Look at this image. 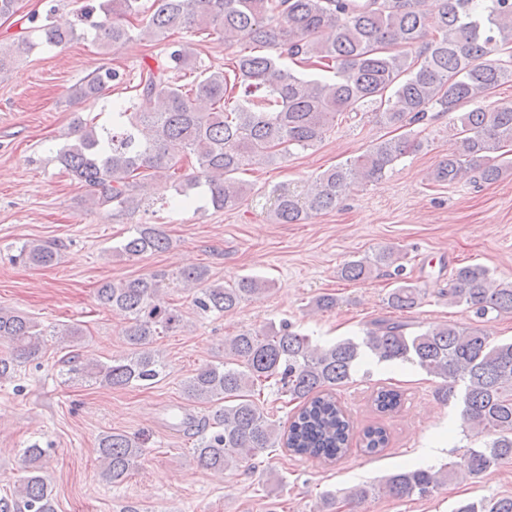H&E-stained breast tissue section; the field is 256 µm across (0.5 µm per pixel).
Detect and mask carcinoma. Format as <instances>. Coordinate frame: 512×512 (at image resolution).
I'll use <instances>...</instances> for the list:
<instances>
[{
  "instance_id": "carcinoma-1",
  "label": "carcinoma",
  "mask_w": 512,
  "mask_h": 512,
  "mask_svg": "<svg viewBox=\"0 0 512 512\" xmlns=\"http://www.w3.org/2000/svg\"><path fill=\"white\" fill-rule=\"evenodd\" d=\"M99 0L80 12L94 11L97 39L106 51L120 48L133 33L163 41L180 30L184 41L168 44L142 66L136 102L112 113V128L77 119L56 161L88 191L90 208L127 214L139 207L138 192L153 178L171 177L185 155L195 158L196 172L175 183V205L192 204L190 190L199 189L218 210L233 209L247 192L234 177L254 161L271 163L293 149H308L322 141L338 117L370 113L377 122L398 129L424 120L428 110L458 111L460 152L442 161L433 180L453 183L471 172L494 183L512 171V106H488L489 98L512 78L500 55L512 51V0H439L428 14L422 0ZM140 19L134 25L131 19ZM42 43L64 47L78 39L75 28H62L50 16L28 17ZM213 30L233 44L247 40L260 52L235 58L231 74L199 70L192 87L182 88L173 74L198 70L191 37ZM434 37L427 38L429 32ZM423 43L419 54L409 51ZM34 43L20 35L0 45V74L30 51ZM326 72L307 77L284 62ZM124 75L102 68L70 88L76 100L96 101ZM422 142L407 136L384 139L365 153L322 172L299 197L276 187L274 217L280 224H299L311 215L332 211L343 193L357 183L383 177L387 167ZM170 239L155 224H139L116 251L129 258L169 248ZM57 248L40 241L24 243L18 259L47 267ZM401 252L389 247L373 256L343 264L346 281L364 280L378 267L401 275ZM187 290L199 289L194 304L201 311L224 314L249 297L265 291L269 281L243 276L232 284L209 283L204 267L179 274ZM422 289L399 281L388 293L387 305L409 312L421 301ZM448 304L465 306L478 319L512 312V281L497 280L489 268L471 264L457 268L443 290ZM96 301L126 313L124 329L130 352L110 363L82 358L71 350L62 372L68 381L96 382L110 388L156 380L162 364L151 350L155 337L182 327L180 312L162 297L158 276L104 281ZM391 318L372 321L361 342L340 340L327 346L284 322L261 330L245 329L224 339V363L206 365L188 380L187 396L219 405L199 428L194 448L198 463L208 469L251 468V461L284 446L296 455L333 461L346 454L352 428L336 398L337 388L351 378L367 353L395 365L409 363L440 380L437 394L446 402L461 390L465 426L484 438L460 457L439 468L407 466L379 484L354 487L339 501L322 496L321 512L361 507L384 493L398 499H425L448 483L467 479L512 460V341L494 343L477 325L444 324L423 331ZM47 329L12 311L0 310V339L12 344V356L0 359V379L15 362L38 354ZM300 401L288 429L264 415L254 396L264 386ZM402 393L381 387L373 396L381 414L396 411ZM363 451L379 455L390 437L381 425L367 427L360 437ZM104 464L102 479L121 484L142 456L141 445L121 432H107L98 441ZM45 451L37 445L24 450L29 475L13 495L0 497V512H56L47 478L38 462ZM453 512H512V497L460 501Z\"/></svg>"
}]
</instances>
